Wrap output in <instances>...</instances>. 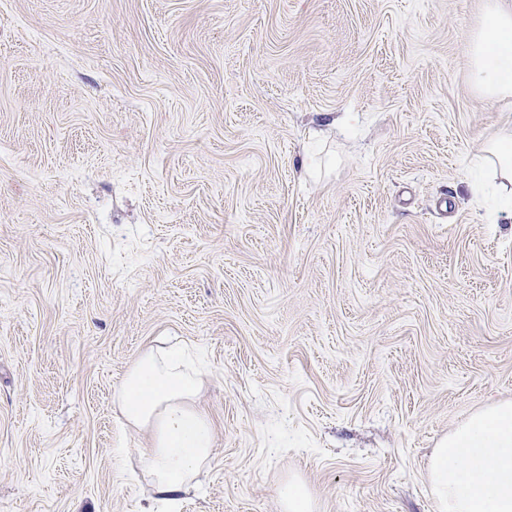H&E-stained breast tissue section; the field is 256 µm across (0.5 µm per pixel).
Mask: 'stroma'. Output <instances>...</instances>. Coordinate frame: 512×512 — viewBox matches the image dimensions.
Returning <instances> with one entry per match:
<instances>
[{
  "mask_svg": "<svg viewBox=\"0 0 512 512\" xmlns=\"http://www.w3.org/2000/svg\"><path fill=\"white\" fill-rule=\"evenodd\" d=\"M485 0H0V512H167L116 394L195 349L175 512H436L512 401V214L468 163ZM280 498L284 511L311 512L313 504L309 495L297 482L291 481L283 485Z\"/></svg>",
  "mask_w": 512,
  "mask_h": 512,
  "instance_id": "stroma-1",
  "label": "stroma"
}]
</instances>
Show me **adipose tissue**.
Wrapping results in <instances>:
<instances>
[{
	"label": "adipose tissue",
	"instance_id": "1",
	"mask_svg": "<svg viewBox=\"0 0 512 512\" xmlns=\"http://www.w3.org/2000/svg\"><path fill=\"white\" fill-rule=\"evenodd\" d=\"M471 83L486 97L512 101V8L487 0L474 39ZM475 187L501 178L492 191L491 212H512V126L471 163ZM197 373L176 345L146 349L128 369L116 400L131 426L148 429L151 445L140 463L156 495L177 503L193 476L211 457L213 426L196 404ZM437 512H512V402L476 411L453 430L429 463Z\"/></svg>",
	"mask_w": 512,
	"mask_h": 512
}]
</instances>
